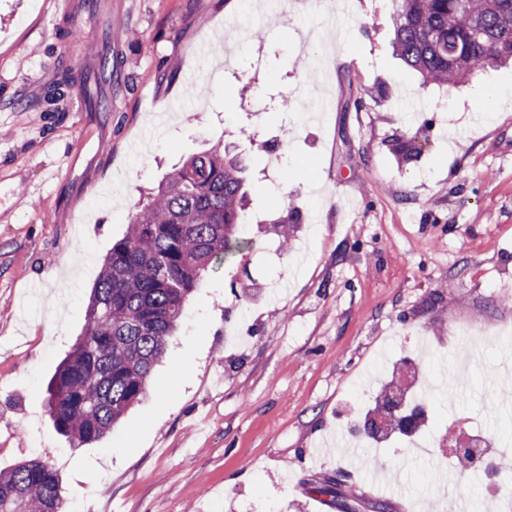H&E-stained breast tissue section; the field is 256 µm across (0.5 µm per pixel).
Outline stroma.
<instances>
[{
	"label": "stroma",
	"mask_w": 512,
	"mask_h": 512,
	"mask_svg": "<svg viewBox=\"0 0 512 512\" xmlns=\"http://www.w3.org/2000/svg\"><path fill=\"white\" fill-rule=\"evenodd\" d=\"M65 0H0V471L38 459L82 512H442L484 471L336 446L341 400L392 359L438 376L477 343L457 412L512 430V66L445 89L393 51L390 0H97L108 112L72 109L98 74ZM61 84L54 106L46 87ZM295 107L267 120L261 105ZM425 138L410 161L397 140ZM248 168L251 247L203 275L147 396L72 447L46 389L86 323L112 243L149 188L216 142ZM297 213L289 246L275 219ZM247 315H240V307ZM333 482L336 497L315 494Z\"/></svg>",
	"instance_id": "35a3bbf8"
}]
</instances>
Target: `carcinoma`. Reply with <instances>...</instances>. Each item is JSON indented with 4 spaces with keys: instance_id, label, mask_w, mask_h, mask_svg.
<instances>
[{
    "instance_id": "1",
    "label": "carcinoma",
    "mask_w": 512,
    "mask_h": 512,
    "mask_svg": "<svg viewBox=\"0 0 512 512\" xmlns=\"http://www.w3.org/2000/svg\"><path fill=\"white\" fill-rule=\"evenodd\" d=\"M394 50L425 82L453 85L512 61V0H391ZM245 165L217 144L187 158L136 210L103 258L86 327L49 384L56 429L100 441L150 391L154 366L203 272L250 241ZM57 471L35 460L0 472V512H60Z\"/></svg>"
}]
</instances>
